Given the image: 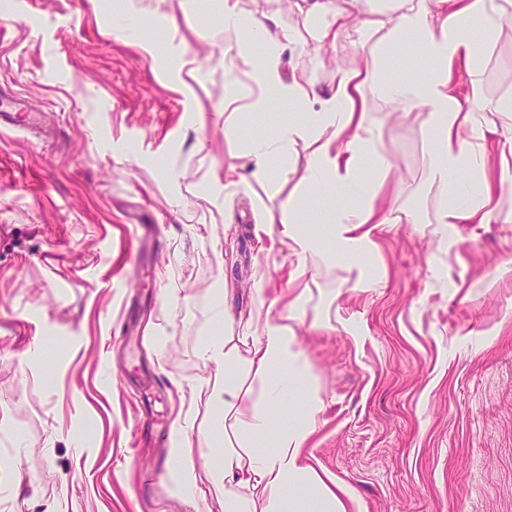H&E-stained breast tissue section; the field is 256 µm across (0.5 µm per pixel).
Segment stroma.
Instances as JSON below:
<instances>
[{
    "label": "stroma",
    "instance_id": "stroma-1",
    "mask_svg": "<svg viewBox=\"0 0 512 512\" xmlns=\"http://www.w3.org/2000/svg\"><path fill=\"white\" fill-rule=\"evenodd\" d=\"M0 0V94L26 99L43 131L0 132V512H193L166 481L160 431L193 412L211 465L213 412L198 354L220 336L225 291L239 335L260 300L305 296L296 327L324 403L312 463L353 488L361 512H512V223L434 234L427 114L375 97L378 148L392 165L396 224L373 232L382 287L348 262H300L256 235L280 229L312 152L288 181L249 175L246 144L297 119L276 103L224 134V90L250 63L221 0ZM299 35L282 53L327 88L360 51L341 33L330 54L280 0ZM479 118L512 96V28L477 75L456 77Z\"/></svg>",
    "mask_w": 512,
    "mask_h": 512
}]
</instances>
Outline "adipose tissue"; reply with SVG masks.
Wrapping results in <instances>:
<instances>
[{
	"label": "adipose tissue",
	"mask_w": 512,
	"mask_h": 512,
	"mask_svg": "<svg viewBox=\"0 0 512 512\" xmlns=\"http://www.w3.org/2000/svg\"><path fill=\"white\" fill-rule=\"evenodd\" d=\"M252 3L247 10L242 0H224V25L238 35L235 57L249 58L257 42L267 47L250 72L248 91L234 89L224 97V134H235L233 109L241 100L254 111L280 100L298 104L300 120L282 127L276 138L250 140L247 155L255 181L273 174L284 181L297 145H312L299 182L308 191L327 190L335 205L328 231L321 235L305 225L296 200H289L280 235L301 260L317 258L329 265L365 256L375 246L374 229L390 221L381 203L390 164L378 149L379 127L365 103L369 94L398 110H426L434 132L426 180L445 198L437 223L512 222V210L502 201L504 185L512 183V165L493 164L490 152L497 146L512 153V98L498 102L499 119L489 123L463 105L454 86L456 71H482L488 48L512 20V0H393L390 9L365 12L359 0H293L317 49H334L339 34L350 29L366 46L375 36L388 46L413 35L419 40L418 56L432 67L427 79L391 81L378 50L367 46L353 63L337 67L326 94L318 93L302 70L282 73L281 50L295 43L296 34L278 23L275 0ZM415 57L398 53L393 60L410 66ZM368 160L375 177L367 183L359 172ZM301 304L296 297L284 309L266 308L261 327L249 338L226 325L222 305L213 307L212 319L224 323V333L205 337L200 355L214 366L207 386L224 437L219 466L197 467L192 414L176 420L170 436L176 485L193 512H354L357 507L350 487L325 480L310 462L322 400L313 391L294 329Z\"/></svg>",
	"instance_id": "adipose-tissue-1"
}]
</instances>
